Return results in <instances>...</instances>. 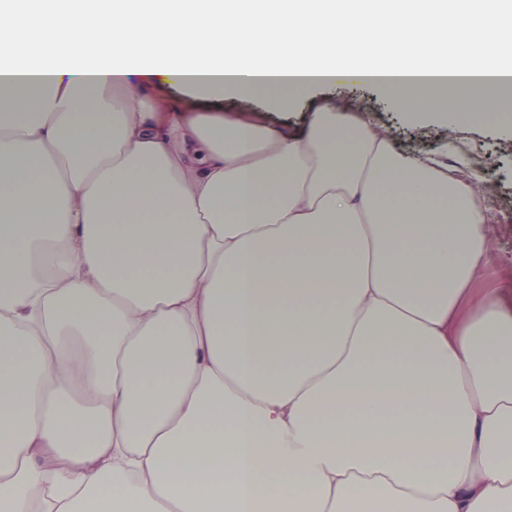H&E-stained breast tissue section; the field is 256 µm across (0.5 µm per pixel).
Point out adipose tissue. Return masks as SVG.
<instances>
[{
  "mask_svg": "<svg viewBox=\"0 0 512 512\" xmlns=\"http://www.w3.org/2000/svg\"><path fill=\"white\" fill-rule=\"evenodd\" d=\"M510 73L512 0H0V512H512L478 177L133 90L372 84L452 131Z\"/></svg>",
  "mask_w": 512,
  "mask_h": 512,
  "instance_id": "obj_1",
  "label": "adipose tissue"
}]
</instances>
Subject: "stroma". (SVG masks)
I'll use <instances>...</instances> for the list:
<instances>
[{
  "mask_svg": "<svg viewBox=\"0 0 512 512\" xmlns=\"http://www.w3.org/2000/svg\"><path fill=\"white\" fill-rule=\"evenodd\" d=\"M158 91L171 105L189 112L245 113L256 116L268 127L303 134L315 112L325 102L346 101L373 111L389 129L395 146L410 152H425L445 145V127L435 120H413L391 109L387 93L377 86L348 90L318 87L294 96L291 105L280 108L263 96L245 100L232 94L207 97L176 84H160ZM455 142L447 145L449 163L462 156L480 153L484 163L478 172L487 197L485 207L491 215V243L477 285L481 288H512V136L506 135L491 117L470 120L457 126Z\"/></svg>",
  "mask_w": 512,
  "mask_h": 512,
  "instance_id": "35a3bbf8",
  "label": "stroma"
}]
</instances>
